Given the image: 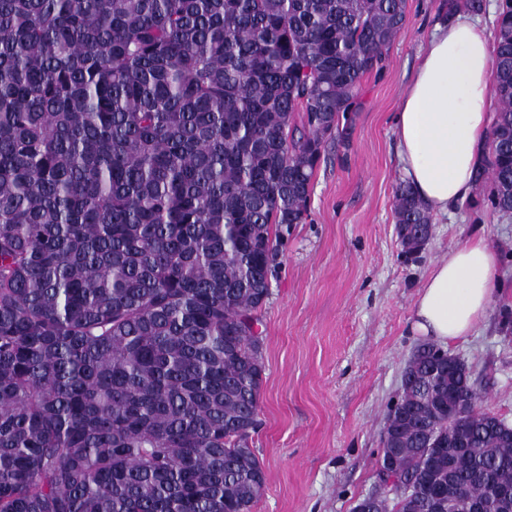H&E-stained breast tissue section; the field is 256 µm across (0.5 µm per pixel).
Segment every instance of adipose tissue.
<instances>
[{
	"label": "adipose tissue",
	"instance_id": "ef3b65f1",
	"mask_svg": "<svg viewBox=\"0 0 512 512\" xmlns=\"http://www.w3.org/2000/svg\"><path fill=\"white\" fill-rule=\"evenodd\" d=\"M493 47L481 17L436 25L395 118L399 158L426 206L448 213L470 192L485 142ZM497 257L481 239L434 265L414 308L415 331L442 343L471 334L487 313Z\"/></svg>",
	"mask_w": 512,
	"mask_h": 512
}]
</instances>
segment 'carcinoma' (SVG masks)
<instances>
[{
    "mask_svg": "<svg viewBox=\"0 0 512 512\" xmlns=\"http://www.w3.org/2000/svg\"><path fill=\"white\" fill-rule=\"evenodd\" d=\"M485 0H443V19ZM406 0H0V512H252L261 313ZM474 171L512 215V0ZM396 232L432 223L410 184ZM375 512H512V427L427 343Z\"/></svg>",
    "mask_w": 512,
    "mask_h": 512,
    "instance_id": "cac0c4a2",
    "label": "carcinoma"
}]
</instances>
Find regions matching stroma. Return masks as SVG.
<instances>
[{"mask_svg": "<svg viewBox=\"0 0 512 512\" xmlns=\"http://www.w3.org/2000/svg\"><path fill=\"white\" fill-rule=\"evenodd\" d=\"M441 0H407L408 22L384 68L361 81L347 141L331 143L312 180L305 223L292 227L262 313V425L253 446L265 490L252 512H354L374 490L389 405L422 337L413 309L430 269L483 237L498 257L483 322L447 346L470 369L487 411L512 426V221L472 191L416 259L395 230L405 178L394 117Z\"/></svg>", "mask_w": 512, "mask_h": 512, "instance_id": "obj_1", "label": "stroma"}]
</instances>
